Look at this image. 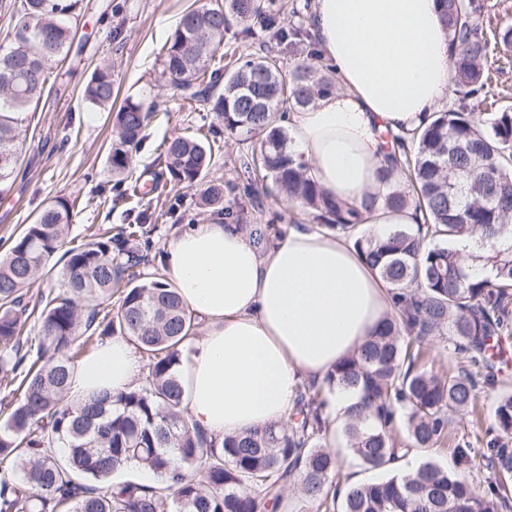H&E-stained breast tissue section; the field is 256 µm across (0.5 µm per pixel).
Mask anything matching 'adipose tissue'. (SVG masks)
<instances>
[{"label": "adipose tissue", "mask_w": 512, "mask_h": 512, "mask_svg": "<svg viewBox=\"0 0 512 512\" xmlns=\"http://www.w3.org/2000/svg\"><path fill=\"white\" fill-rule=\"evenodd\" d=\"M440 0H315L313 32L338 88L289 113L291 146L329 196L359 207L379 186V131L423 126L451 81ZM166 274L203 335L179 374L191 423L222 437L279 426L300 380L322 382L371 336L389 292L352 245L308 224L261 249L232 224H202L168 246ZM122 338L75 369L70 396L116 392L140 371Z\"/></svg>", "instance_id": "1"}]
</instances>
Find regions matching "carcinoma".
I'll list each match as a JSON object with an SVG mask.
<instances>
[{"label": "carcinoma", "instance_id": "1", "mask_svg": "<svg viewBox=\"0 0 512 512\" xmlns=\"http://www.w3.org/2000/svg\"><path fill=\"white\" fill-rule=\"evenodd\" d=\"M79 0H20L0 52V195L26 141L28 112L42 100L52 65L67 57L77 36ZM441 18L452 34V84L458 104L432 113L424 128L395 137L379 173L377 192L361 210L329 198L307 174L283 127L296 111L334 88L316 39L303 23L280 25L276 0H210L183 12L166 41L162 73L189 102H204L224 132L258 138L259 149L240 156L253 173L244 187L271 181L288 203L307 208L336 236L352 242L365 264L393 294V308L360 349L322 383L297 386L288 424L208 436L191 426L182 407L178 366L197 318L170 283L146 276L149 209L139 223L66 247L75 201L48 203L0 257V386L12 396L0 422V512H279L291 479L316 512H500L512 491V391L493 415L497 434L477 455L456 443L452 452L468 470L494 474L484 494L426 460L406 475L391 473L398 454L448 444L449 413L479 415L477 389L498 381L489 350L512 336V244L479 255L493 277L473 279L464 270L458 239H512V110L488 111L489 39L476 0H441ZM259 52L224 58L232 27ZM305 47L289 68L283 49ZM112 66L96 68L82 91L95 108L112 105ZM156 103L125 100L113 113L107 161L115 176L130 168ZM171 181L200 189L198 205L250 231L266 246L272 224H246L224 192L237 186L212 181L214 151L207 140L175 133L163 143ZM413 206L421 222L366 229L363 212L393 215ZM59 291L28 306L27 289L57 254ZM119 296L112 309V296ZM37 334L23 337L29 319ZM121 336L143 367L134 382L112 393L68 398L72 373L87 347ZM448 337L454 351L482 369L439 374L425 368L428 341ZM28 342L22 349V342ZM335 388H357L363 403L339 435L365 469L380 476L334 481L338 460L330 448L332 423L324 415ZM134 462L162 477L156 486L116 481Z\"/></svg>", "mask_w": 512, "mask_h": 512}]
</instances>
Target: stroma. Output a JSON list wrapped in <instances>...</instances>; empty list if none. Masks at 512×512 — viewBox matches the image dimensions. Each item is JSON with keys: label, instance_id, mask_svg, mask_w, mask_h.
<instances>
[{"label": "stroma", "instance_id": "35a3bbf8", "mask_svg": "<svg viewBox=\"0 0 512 512\" xmlns=\"http://www.w3.org/2000/svg\"><path fill=\"white\" fill-rule=\"evenodd\" d=\"M206 2L81 0L77 40L67 59L57 63L49 95L28 119L20 173L10 193L0 196V244L16 237L49 201L59 197L80 202L69 228L71 245L133 223L140 199L133 187L139 181H157L151 195L153 209L175 211L174 218L148 226L153 249L145 273H164L167 246L177 234L196 224L213 223V216L196 208L195 191L170 182L162 148L163 141L176 132L214 133L216 154L211 178L239 184L247 179L238 159L253 149V142L239 141L221 129L211 130L212 116L203 104H187L162 75L161 49L182 11ZM104 63L112 66L119 98L148 99L159 105L132 153L129 173L120 183L115 182L107 163L112 115L103 110L91 112L81 96L91 73ZM120 192L126 195V202L113 204V197ZM236 206L244 210L249 223H271L283 234L293 225L313 221L312 214L291 206L272 188L252 197L238 195ZM495 364L497 384L478 389L482 419L475 421L468 415L454 418L453 437L476 449L485 447L488 432L495 425L493 408L500 394L512 390V338L503 342Z\"/></svg>", "mask_w": 512, "mask_h": 512}]
</instances>
